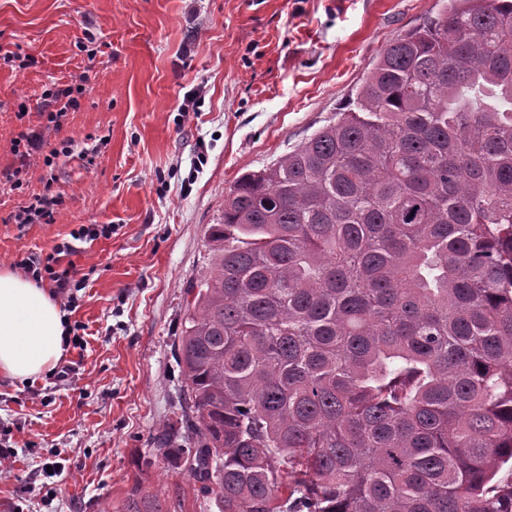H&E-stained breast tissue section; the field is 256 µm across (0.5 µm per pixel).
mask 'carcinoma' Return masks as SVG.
<instances>
[{
	"instance_id": "cac0c4a2",
	"label": "carcinoma",
	"mask_w": 512,
	"mask_h": 512,
	"mask_svg": "<svg viewBox=\"0 0 512 512\" xmlns=\"http://www.w3.org/2000/svg\"><path fill=\"white\" fill-rule=\"evenodd\" d=\"M208 238L156 451L220 512H512V0L391 42Z\"/></svg>"
}]
</instances>
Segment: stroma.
<instances>
[{
	"label": "stroma",
	"mask_w": 512,
	"mask_h": 512,
	"mask_svg": "<svg viewBox=\"0 0 512 512\" xmlns=\"http://www.w3.org/2000/svg\"><path fill=\"white\" fill-rule=\"evenodd\" d=\"M446 2L0 0V171L18 134L45 125L40 92L84 87L46 144L72 145L53 186L38 155L22 190L0 183V265L50 252L76 225L112 227L72 257L86 286L67 314L83 339L61 360L67 379L0 377V431L17 452L0 512H125L137 483L179 512H220L154 451L161 432L186 431L174 347L210 265L208 228L242 174L334 121L385 46ZM47 187L55 223H9Z\"/></svg>",
	"instance_id": "obj_1"
}]
</instances>
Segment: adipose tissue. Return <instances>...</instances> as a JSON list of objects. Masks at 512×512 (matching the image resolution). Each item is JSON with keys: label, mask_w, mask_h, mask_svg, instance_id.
<instances>
[{"label": "adipose tissue", "mask_w": 512, "mask_h": 512, "mask_svg": "<svg viewBox=\"0 0 512 512\" xmlns=\"http://www.w3.org/2000/svg\"><path fill=\"white\" fill-rule=\"evenodd\" d=\"M66 325L47 288L0 268V376L25 381L51 372L65 353Z\"/></svg>", "instance_id": "1"}]
</instances>
